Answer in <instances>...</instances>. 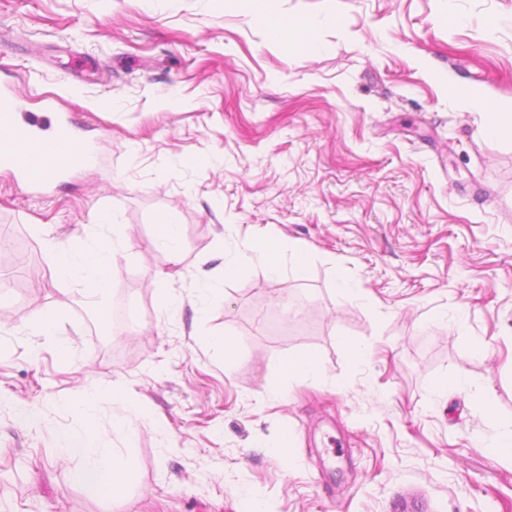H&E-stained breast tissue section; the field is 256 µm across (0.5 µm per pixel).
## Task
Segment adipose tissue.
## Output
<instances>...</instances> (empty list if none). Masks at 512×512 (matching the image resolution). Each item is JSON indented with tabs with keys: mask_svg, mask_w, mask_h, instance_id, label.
Here are the masks:
<instances>
[{
	"mask_svg": "<svg viewBox=\"0 0 512 512\" xmlns=\"http://www.w3.org/2000/svg\"><path fill=\"white\" fill-rule=\"evenodd\" d=\"M454 91L465 107L487 112L488 134L512 132V101L500 102L485 90L460 85ZM123 246V240L117 236L92 245L51 240L47 243L46 259L58 279L76 281L86 292L103 297L111 288V262ZM97 412V393L82 397L75 408L77 423L61 436L60 447L65 454L80 459L81 465L74 473L79 484L93 493L117 499L127 484L130 461L102 442L95 428Z\"/></svg>",
	"mask_w": 512,
	"mask_h": 512,
	"instance_id": "adipose-tissue-1",
	"label": "adipose tissue"
}]
</instances>
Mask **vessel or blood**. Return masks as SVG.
<instances>
[{"instance_id":"b4317fda","label":"vessel or blood","mask_w":512,"mask_h":512,"mask_svg":"<svg viewBox=\"0 0 512 512\" xmlns=\"http://www.w3.org/2000/svg\"><path fill=\"white\" fill-rule=\"evenodd\" d=\"M22 104L18 95L0 93V166L11 169L20 186L48 188L67 170L89 162L87 148L69 138L71 116H57L56 135L46 139L39 119H21Z\"/></svg>"}]
</instances>
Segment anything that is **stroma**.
Here are the masks:
<instances>
[{
  "label": "stroma",
  "mask_w": 512,
  "mask_h": 512,
  "mask_svg": "<svg viewBox=\"0 0 512 512\" xmlns=\"http://www.w3.org/2000/svg\"><path fill=\"white\" fill-rule=\"evenodd\" d=\"M260 11L329 16L320 49L273 42ZM445 73L512 100V0H0V80L94 149L46 197L0 168V512H512V460L480 446L512 422V136ZM171 209L176 266L143 247ZM102 213L125 247L99 299L53 278L43 238L97 237ZM256 231L306 269L225 274ZM53 305L66 359L30 329ZM117 305L142 312L129 334ZM305 354L321 378L287 385L280 361ZM98 380L130 396L96 421L131 461L118 500L59 447ZM120 417L149 425L130 438Z\"/></svg>",
  "instance_id": "1"
}]
</instances>
